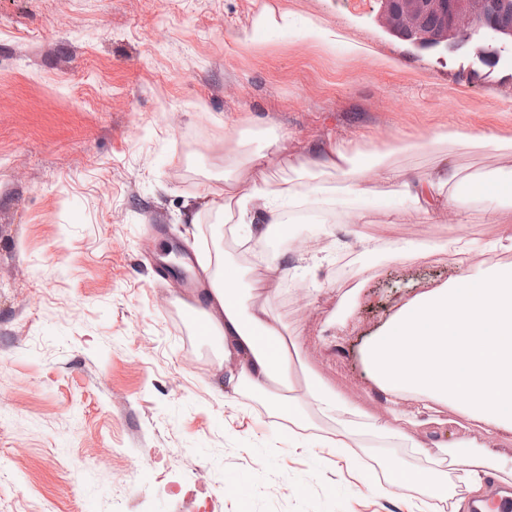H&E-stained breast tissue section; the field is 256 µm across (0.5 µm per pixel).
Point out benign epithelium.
<instances>
[{"label":"benign epithelium","mask_w":512,"mask_h":512,"mask_svg":"<svg viewBox=\"0 0 512 512\" xmlns=\"http://www.w3.org/2000/svg\"><path fill=\"white\" fill-rule=\"evenodd\" d=\"M394 4L395 10L384 13L386 28L396 33L403 25L415 34L413 44L418 47L475 42L476 54L487 63L512 55V27L499 22V16L512 9V0H394ZM428 12L444 18L441 35L422 31Z\"/></svg>","instance_id":"7a95c632"}]
</instances>
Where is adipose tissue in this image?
Masks as SVG:
<instances>
[{"mask_svg":"<svg viewBox=\"0 0 512 512\" xmlns=\"http://www.w3.org/2000/svg\"><path fill=\"white\" fill-rule=\"evenodd\" d=\"M432 142L451 141L494 152L512 150V139L485 129L462 132L439 130ZM359 146L328 142L299 167L307 189L272 182L261 159L251 161L247 181H225L221 209L231 233L244 243L267 237L271 225L284 221L287 210L304 200H323L344 206L368 192L366 179L397 182L402 209L419 219L439 224L447 208L459 200L461 180L454 169L439 167L429 173L398 179L384 154L361 160ZM278 259L264 255L257 268L241 269L217 258L211 282L197 313L201 332L219 344V359L229 388L248 386L275 396L292 384L296 342L286 340L270 307L260 299V274H271ZM371 379L385 392L411 394L419 410L453 403L482 421L489 437L512 435V266L491 277L428 289L403 304L366 350ZM277 408L289 421L303 423L308 413L337 421V447L363 431L379 438L405 439L419 455L449 457L451 466L471 476L475 494L484 491L487 477L506 470L503 459L489 450L473 451L468 444L428 443L365 412L316 378H306L302 396L277 399Z\"/></svg>","mask_w":512,"mask_h":512,"instance_id":"obj_1","label":"adipose tissue"}]
</instances>
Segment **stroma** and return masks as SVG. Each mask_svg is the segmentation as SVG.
<instances>
[{
    "label": "stroma",
    "instance_id": "obj_1",
    "mask_svg": "<svg viewBox=\"0 0 512 512\" xmlns=\"http://www.w3.org/2000/svg\"><path fill=\"white\" fill-rule=\"evenodd\" d=\"M385 0H0V512H408L427 470L401 442L362 437L350 461L335 425L292 432L264 401L227 394L215 345L156 271L168 249L241 253L224 235V173L260 155L271 180L326 141H422L389 157L424 173L512 181V152L432 143L441 128L512 138V65L471 46L421 49L390 33ZM287 15V29L258 26ZM319 22L363 53L302 35ZM245 116L256 131L224 142ZM284 137L266 145L263 129ZM469 197L453 229L411 213L352 210L310 252L268 235L266 298L295 340V386L314 376L408 434L488 443L456 406L420 413L368 377L363 352L405 302L512 264V208ZM472 243L464 264L455 236ZM372 239L375 250L359 249ZM419 245V257L402 248ZM309 292L305 306L292 293ZM437 471L433 470V473L429 471L414 472L401 470L395 479V481H389L387 486L378 485L376 486V492L378 495L386 496L391 493L390 486H407L411 484L426 483L428 486L433 487L436 484Z\"/></svg>",
    "mask_w": 512,
    "mask_h": 512
}]
</instances>
